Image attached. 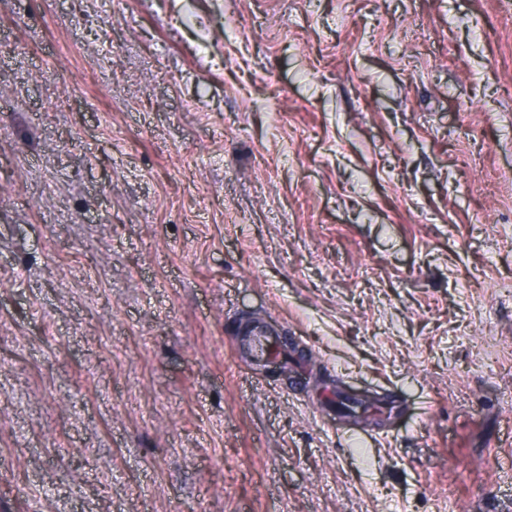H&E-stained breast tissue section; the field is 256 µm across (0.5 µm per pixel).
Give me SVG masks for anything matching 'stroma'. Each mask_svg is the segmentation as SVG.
Returning a JSON list of instances; mask_svg holds the SVG:
<instances>
[{"mask_svg": "<svg viewBox=\"0 0 512 512\" xmlns=\"http://www.w3.org/2000/svg\"><path fill=\"white\" fill-rule=\"evenodd\" d=\"M0 457V512H512V0H0ZM248 336V345L254 360L276 359L288 366V348L268 326L254 322Z\"/></svg>", "mask_w": 512, "mask_h": 512, "instance_id": "obj_1", "label": "stroma"}]
</instances>
